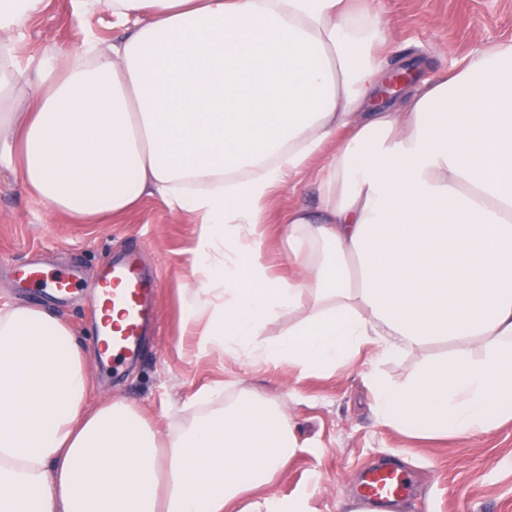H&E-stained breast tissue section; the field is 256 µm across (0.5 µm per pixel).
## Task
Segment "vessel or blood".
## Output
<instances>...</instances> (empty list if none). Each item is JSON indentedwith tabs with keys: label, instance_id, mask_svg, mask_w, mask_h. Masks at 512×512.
I'll return each mask as SVG.
<instances>
[{
	"label": "vessel or blood",
	"instance_id": "1",
	"mask_svg": "<svg viewBox=\"0 0 512 512\" xmlns=\"http://www.w3.org/2000/svg\"><path fill=\"white\" fill-rule=\"evenodd\" d=\"M24 280L39 288L43 297L63 302L77 289L88 288L94 317L92 355L103 371L135 360L147 326L155 319L157 283L147 277L137 254L124 253L102 269L91 284L84 286L77 271H49L37 263H27ZM410 488L409 475L400 468L383 466L366 470L355 492L357 512H374L404 497Z\"/></svg>",
	"mask_w": 512,
	"mask_h": 512
}]
</instances>
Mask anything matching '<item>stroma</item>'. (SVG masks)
<instances>
[{"mask_svg":"<svg viewBox=\"0 0 512 512\" xmlns=\"http://www.w3.org/2000/svg\"><path fill=\"white\" fill-rule=\"evenodd\" d=\"M397 51L391 66L437 77L486 47L512 40V0H379ZM89 31L111 41L121 36L106 8L86 14L74 0H46L24 29L19 51L38 53L74 46ZM314 159L300 183L275 190L264 204L267 265L272 276L293 277L282 220L289 208L316 209L319 192ZM198 224L171 211L160 197L144 199L127 214L79 224L34 203L10 175H0V304L34 302L21 279L22 266L38 258L52 268L75 266L92 282L123 248L143 250L158 280L159 325L142 363L124 377L92 374L90 403L112 396L133 403L160 434L199 411L201 389L223 385L219 403L244 390L277 397L293 427L295 454L266 489L245 495L302 499L306 512H355L350 493L362 470L389 456L416 474L399 512H512V421L489 433L464 437L411 436L381 422L366 384L377 372L406 380L426 359L452 352L445 340L423 350L380 359L366 347L349 363L308 373L268 360L235 359L221 351L197 350V338L182 325L181 295L195 268Z\"/></svg>","mask_w":512,"mask_h":512,"instance_id":"1","label":"stroma"}]
</instances>
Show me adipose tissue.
I'll use <instances>...</instances> for the list:
<instances>
[{
	"label": "adipose tissue",
	"mask_w": 512,
	"mask_h": 512,
	"mask_svg": "<svg viewBox=\"0 0 512 512\" xmlns=\"http://www.w3.org/2000/svg\"><path fill=\"white\" fill-rule=\"evenodd\" d=\"M79 2L124 37L23 57L45 0H0V170L84 224L155 195L198 216L182 312L201 351L325 372L443 339L457 352L405 382L370 376L378 417L445 435L512 419V41L395 107L376 0ZM317 157L320 205L286 219L297 274L274 278L264 204ZM89 385L65 319L0 306V512H224L295 450L270 397L214 409L221 387L202 389L206 413L163 440Z\"/></svg>",
	"instance_id": "adipose-tissue-1"
}]
</instances>
